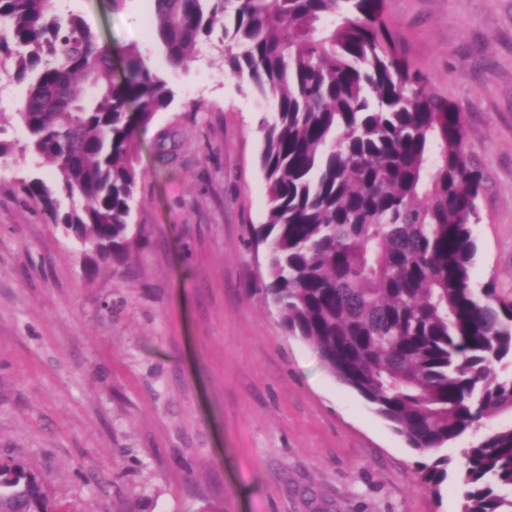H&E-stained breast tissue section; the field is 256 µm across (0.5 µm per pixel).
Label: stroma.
<instances>
[{
    "instance_id": "35a3bbf8",
    "label": "stroma",
    "mask_w": 512,
    "mask_h": 512,
    "mask_svg": "<svg viewBox=\"0 0 512 512\" xmlns=\"http://www.w3.org/2000/svg\"><path fill=\"white\" fill-rule=\"evenodd\" d=\"M175 92L139 127L123 263L88 262L0 163V458L44 474L70 512H460L463 441L439 493L419 453L259 294L267 189L258 119L274 104L224 72L223 34L188 69L157 56L147 0H54ZM401 52L457 102L495 184L474 227L475 287L512 291V0H387ZM178 134L177 158L156 146Z\"/></svg>"
}]
</instances>
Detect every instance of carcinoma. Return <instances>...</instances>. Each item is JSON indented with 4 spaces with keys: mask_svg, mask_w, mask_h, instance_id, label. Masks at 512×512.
<instances>
[{
    "mask_svg": "<svg viewBox=\"0 0 512 512\" xmlns=\"http://www.w3.org/2000/svg\"><path fill=\"white\" fill-rule=\"evenodd\" d=\"M169 67L224 33V72L274 102L258 122L269 243L264 298L329 372L435 459L437 494L461 450V512H512V294L475 288L473 226L493 187L464 112L398 50L385 0H152ZM49 0H0V71L25 85L11 115L53 167L26 197L106 263L133 241L138 126L173 93L152 57L120 50ZM95 88L82 97L79 83ZM0 512H63L41 473L0 461Z\"/></svg>",
    "mask_w": 512,
    "mask_h": 512,
    "instance_id": "cac0c4a2",
    "label": "carcinoma"
}]
</instances>
